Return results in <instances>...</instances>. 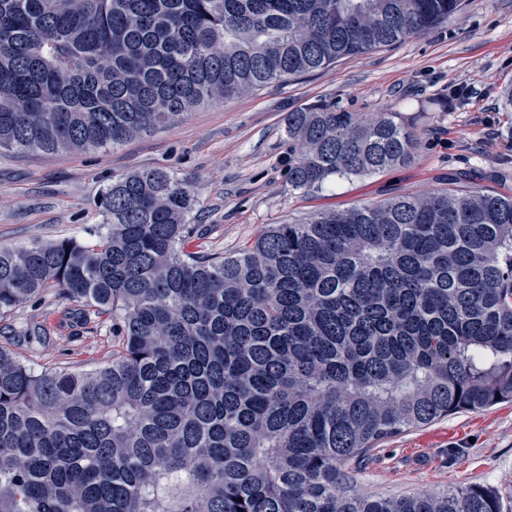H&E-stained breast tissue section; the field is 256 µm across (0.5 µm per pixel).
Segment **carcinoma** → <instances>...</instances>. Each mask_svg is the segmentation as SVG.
<instances>
[{
	"mask_svg": "<svg viewBox=\"0 0 512 512\" xmlns=\"http://www.w3.org/2000/svg\"><path fill=\"white\" fill-rule=\"evenodd\" d=\"M462 0H0V149H106L193 107L426 34ZM292 190L413 161L392 105L287 114ZM188 182L107 185L85 239L0 246V318L47 292L112 322L89 370L0 345V512H504L481 487L373 498L376 442L512 401V196L471 186L198 236Z\"/></svg>",
	"mask_w": 512,
	"mask_h": 512,
	"instance_id": "carcinoma-1",
	"label": "carcinoma"
}]
</instances>
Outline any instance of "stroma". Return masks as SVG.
I'll list each match as a JSON object with an SVG mask.
<instances>
[{
  "instance_id": "1",
  "label": "stroma",
  "mask_w": 512,
  "mask_h": 512,
  "mask_svg": "<svg viewBox=\"0 0 512 512\" xmlns=\"http://www.w3.org/2000/svg\"><path fill=\"white\" fill-rule=\"evenodd\" d=\"M476 88L460 102L450 88ZM512 0H467L428 34L345 58L325 69L232 99L203 104L179 122L107 150L0 151V244L82 238L102 223L95 207L112 180L167 169L199 199L195 223L207 232L190 250L221 256L250 244L268 225L296 223L313 211L419 195L448 180L512 196ZM351 112L386 103L428 126L410 164L341 179L303 193L288 185L292 146L287 112L324 99ZM498 132L487 139V126ZM40 337H26L29 323ZM0 326L10 347L36 369H88L118 348L110 322L50 293L17 307ZM357 491L408 497L448 487H485L512 506V404L462 410L375 444L352 465Z\"/></svg>"
}]
</instances>
